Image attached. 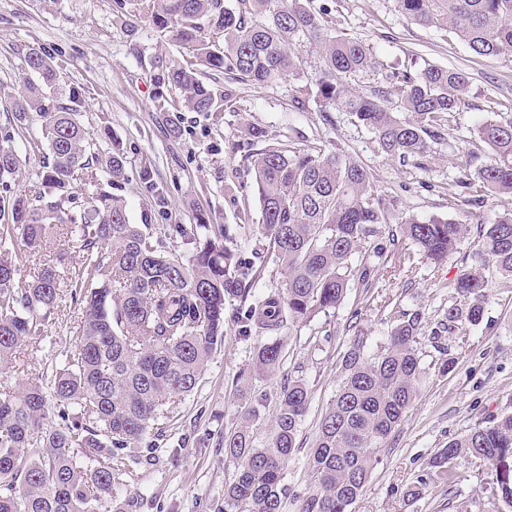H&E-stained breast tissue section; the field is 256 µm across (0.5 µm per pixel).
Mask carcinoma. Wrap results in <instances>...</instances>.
<instances>
[{"mask_svg": "<svg viewBox=\"0 0 512 512\" xmlns=\"http://www.w3.org/2000/svg\"><path fill=\"white\" fill-rule=\"evenodd\" d=\"M412 22L436 26L463 41L475 54L496 57L512 51V0H397ZM153 25L191 54L173 68L168 82L191 112L220 111L222 97L202 79L205 70L242 82L269 83L293 76L291 100L304 110L348 113L369 128L378 149L407 158L426 152L444 115L456 110L468 77L430 65L389 77L374 93L354 90L349 80L375 60L365 43L336 31L328 11L303 0H152ZM319 49L317 79L304 78L302 47ZM24 62L42 83L29 79L8 98L7 127L0 133V367L42 339L45 324L63 300L58 264L46 263L33 282L17 281L20 265L45 245L54 231L76 239L81 263L69 272L70 297L82 306L75 349L49 389L27 383L0 385V512H122L112 509L115 472L165 412H172L197 386L213 353L224 342V308L248 303L247 323L276 333L284 324H307L341 306L350 288L371 287V258L388 223L390 204L379 194L366 165L355 155L293 141L267 145L255 154V185L262 224L252 251L284 271L285 284L249 300L251 289L226 226L194 224L175 232L193 244L187 262L158 253L152 236L129 221L126 204L112 195L123 175L118 154L106 161L107 182L88 172L91 144L75 113L54 103L51 55L31 48ZM395 101L408 119L385 106ZM39 118L48 157L23 193L14 136ZM473 138L487 160L475 170L484 191L512 196V119H482ZM96 186L86 202L73 191L82 176ZM412 249L398 257L413 265L421 255L435 263L448 257L466 225L433 217L401 224ZM21 239V248L4 245ZM480 251L495 269L512 278V210L484 225ZM260 278L261 272L251 274ZM488 280L468 269L451 284L464 306L448 308V326L481 322ZM341 356V384L322 416L308 467L314 488L299 512H349L361 495L382 447L418 395L423 374L417 344L420 314L402 312L376 352L358 325ZM283 364L275 339L254 351L249 376L268 377ZM302 378L281 386L264 441L254 423L265 398L248 409L240 426L224 436V454L236 474L224 488V508L234 512H284V469L298 448L299 428L309 402ZM55 416L60 427L47 424ZM38 452H32V449ZM465 451L511 470L495 476L491 497L512 508V413L481 420L452 440L435 458L442 468Z\"/></svg>", "mask_w": 512, "mask_h": 512, "instance_id": "cac0c4a2", "label": "carcinoma"}]
</instances>
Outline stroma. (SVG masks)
Returning <instances> with one entry per match:
<instances>
[{
    "label": "stroma",
    "mask_w": 512,
    "mask_h": 512,
    "mask_svg": "<svg viewBox=\"0 0 512 512\" xmlns=\"http://www.w3.org/2000/svg\"><path fill=\"white\" fill-rule=\"evenodd\" d=\"M150 4L126 0L120 9L115 0H0V104L19 87L26 51L37 47L50 54L64 89L59 104L75 112L97 151L122 156L125 177L112 192L125 201L130 222L160 240L162 254L185 258L191 251L183 237L166 235L171 224H227L243 241L256 233L262 217L253 156L262 143L246 133L249 125L264 130L270 143L292 140L359 156L393 204L381 246H390L408 218L438 216L465 224L467 232L446 261L418 258L411 276L378 267L377 298L352 289L335 314L279 331L274 336L283 343L282 367L249 388L235 380L249 371L255 347L274 336L258 328L243 332L244 305L226 303L223 345L194 391L149 431L135 460L122 467L120 500H133L132 512H224V486L235 474L224 457L225 433L253 406L255 391L272 400L284 381L301 377L310 402L284 479L285 512H298L297 496L313 486L310 448L341 383L340 354L350 321H358L374 348L384 343L397 311L405 310L422 317L423 382L350 512H512L491 504L493 471L483 459L462 453L449 461L448 475L431 470L449 441L481 419L512 412V281L486 270L482 321L443 327L449 306L458 302L453 280L483 264L474 244L478 222L512 209V197L470 188L475 167L465 162L471 152L481 161L487 156L470 140L480 119L512 118V52L478 56L457 37L406 19L396 0H313L312 9L328 8L338 31L363 40L375 54L377 68L351 80L355 90L386 86L394 71L429 65L467 74L468 92L446 115L442 139L428 140L424 155L402 160L381 152L373 133L349 114L333 112L327 122L316 107L294 108L295 80L288 76L266 84L217 73L209 83L230 95L222 111L204 117L186 110L167 83L186 52L153 26ZM80 318L79 305L65 300L51 315L43 340L29 345L24 360L0 369V384L50 383L75 348Z\"/></svg>",
    "instance_id": "35a3bbf8"
}]
</instances>
